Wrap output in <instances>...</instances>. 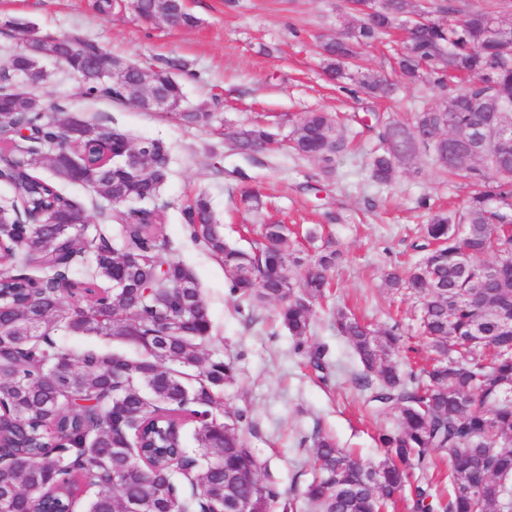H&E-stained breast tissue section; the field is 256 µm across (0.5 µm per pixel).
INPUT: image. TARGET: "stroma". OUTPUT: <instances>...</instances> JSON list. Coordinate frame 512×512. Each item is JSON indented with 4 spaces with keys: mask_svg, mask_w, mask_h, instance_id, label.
<instances>
[{
    "mask_svg": "<svg viewBox=\"0 0 512 512\" xmlns=\"http://www.w3.org/2000/svg\"><path fill=\"white\" fill-rule=\"evenodd\" d=\"M97 2L0 0V69L22 42L13 27L17 21L31 23L40 35L80 34L122 59L154 64L175 57L187 63L186 106L208 112L204 122L189 124L166 112L86 96L76 74L52 63L46 80L33 83L17 74L12 83L47 108L107 123L136 142L163 143L170 159L160 192L168 254L194 272L203 290L213 326L207 356L231 359L238 368L223 404L249 412L255 427L246 437L266 463L268 478L295 498L297 512H312L300 492L313 473L314 432L333 436L341 447L375 463L383 457L375 442L378 432L396 425L393 412H369L366 393L355 383L360 366L330 312L342 305L372 328L398 325L406 345L422 347L418 300L389 291L384 274L419 257L412 245L429 221V212L418 206L421 197H430L435 210L449 212L462 209L468 196L464 186L443 176L429 153L420 154L394 183L373 182L369 163L378 141L360 119L377 114L408 122L437 105L442 93L428 80L400 86L394 99L373 100L352 94V82H328L320 43L349 25L345 0H187L198 19L188 30L142 20L129 0H112L105 13ZM308 112L337 114L346 124L350 144L336 157L333 177H325L317 161L288 148L289 133ZM256 124L270 126L276 141L248 158L230 138ZM251 188L260 198L248 206L241 194ZM198 192L208 196L226 239L240 248L252 247L262 224L279 220L290 229V249L311 254L329 245L339 250L332 272L337 292L315 303L310 339L326 349V375L296 353L275 304L241 305L229 295L223 264L191 238L183 221L186 200ZM313 224L320 236L309 243L303 231Z\"/></svg>",
    "mask_w": 512,
    "mask_h": 512,
    "instance_id": "stroma-1",
    "label": "stroma"
}]
</instances>
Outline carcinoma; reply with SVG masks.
I'll list each match as a JSON object with an SVG mask.
<instances>
[{
	"instance_id": "cac0c4a2",
	"label": "carcinoma",
	"mask_w": 512,
	"mask_h": 512,
	"mask_svg": "<svg viewBox=\"0 0 512 512\" xmlns=\"http://www.w3.org/2000/svg\"><path fill=\"white\" fill-rule=\"evenodd\" d=\"M408 0H388L372 14H354L352 37L322 46L324 72L338 83L354 81L373 99L393 84L369 69L348 72L358 46H370L400 28ZM144 18L168 17L190 29L197 18L182 0H131ZM421 28L404 29L396 56L401 76L434 83L451 102L447 112H417L410 123H379L380 148L371 178L392 183L417 156L433 150L430 135L448 130L456 139L442 172L469 189L465 206L434 213L423 231L421 261L388 271L385 286L420 301V327L430 352L421 368L396 362L398 326L375 330L338 307L336 332L353 347L362 370L356 382L378 412L395 413L397 425L376 441L384 451L364 463L319 432L312 437L314 476L306 502L318 512H387L404 503L411 512H512V151L494 147L496 123H512V23L497 12L462 9L453 0ZM70 65L83 71L102 48L64 36ZM185 65L135 64L127 81L103 74L83 80L84 93L120 103L150 89L163 92L172 113L200 122L206 112L182 109V84L173 70ZM0 126L28 129L13 145L0 180L12 201L0 216V512H31L45 502L55 512H294L295 501L264 480L265 467L245 437L249 417L226 408L224 388L235 383L230 359H207L212 338L206 301L194 273L167 256L162 209L115 207L109 224L89 228L83 208L59 183H100L109 199L152 202L169 175L159 141L145 144L148 161L131 170L116 160L135 146L122 130L99 122L79 129L62 109L46 113L30 95L17 107L0 86ZM273 139L264 128L234 137L244 154L263 152ZM346 134L325 112H308L294 126L290 147L333 172ZM77 154L82 165H71ZM45 158L55 179L34 174ZM35 211L38 223H19L14 204ZM191 236L224 265L229 293L279 304V317L317 372L328 370L326 351L308 347L312 301L331 288L339 252L307 260L287 248L288 229L265 224L249 250L230 245L203 193L182 209ZM93 254L94 268L79 269L73 254ZM497 260L490 262L487 257ZM123 283L125 287L115 288ZM92 335L134 348L127 354L100 347L65 348L57 334ZM196 422V448L185 444L186 422ZM448 458V499L435 500L427 471Z\"/></svg>"
}]
</instances>
